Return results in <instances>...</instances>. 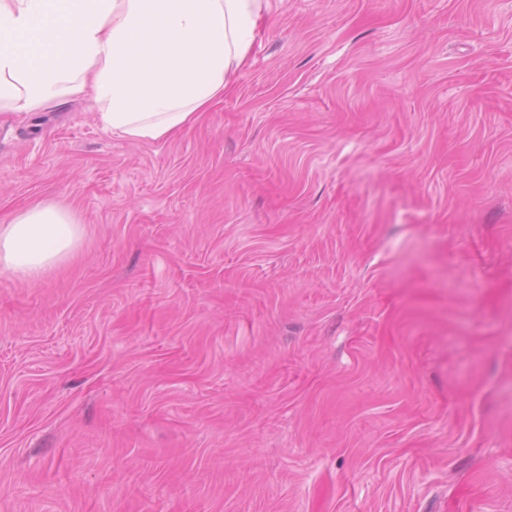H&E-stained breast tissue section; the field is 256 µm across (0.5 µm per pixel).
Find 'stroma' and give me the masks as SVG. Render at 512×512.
I'll return each mask as SVG.
<instances>
[{"label": "stroma", "instance_id": "obj_1", "mask_svg": "<svg viewBox=\"0 0 512 512\" xmlns=\"http://www.w3.org/2000/svg\"><path fill=\"white\" fill-rule=\"evenodd\" d=\"M192 128L0 112V512H512V0H270ZM81 226L55 204H37L0 226V268L23 281H37L71 257Z\"/></svg>", "mask_w": 512, "mask_h": 512}]
</instances>
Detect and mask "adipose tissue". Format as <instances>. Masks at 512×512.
<instances>
[{"instance_id": "obj_1", "label": "adipose tissue", "mask_w": 512, "mask_h": 512, "mask_svg": "<svg viewBox=\"0 0 512 512\" xmlns=\"http://www.w3.org/2000/svg\"><path fill=\"white\" fill-rule=\"evenodd\" d=\"M270 0H0V111L87 96L105 129L161 140L191 128L248 63ZM82 229L38 204L0 226V270L37 281Z\"/></svg>"}]
</instances>
